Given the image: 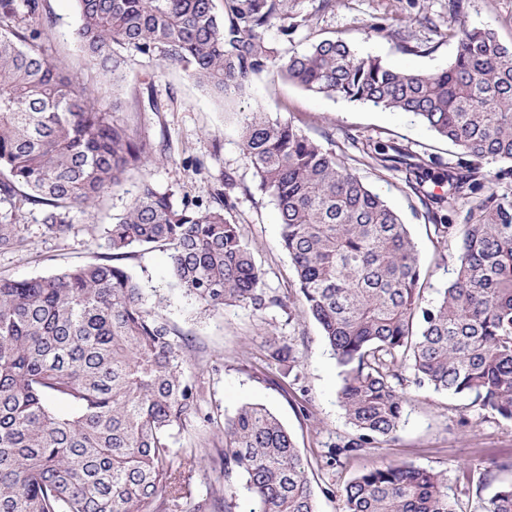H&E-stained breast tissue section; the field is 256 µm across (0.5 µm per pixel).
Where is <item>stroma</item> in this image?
<instances>
[{"mask_svg":"<svg viewBox=\"0 0 512 512\" xmlns=\"http://www.w3.org/2000/svg\"><path fill=\"white\" fill-rule=\"evenodd\" d=\"M461 5L469 25L493 28L502 40L512 41V0H461ZM317 6L318 0H288L289 12L307 16L308 27L287 42L273 28L267 39L300 52L316 39L340 38L360 56L421 72L446 67L456 51L452 0H336L328 12ZM78 21L74 0H45L39 41L45 57L78 74L98 104L116 106L119 116L142 136L166 142L163 161L148 170L160 191L206 203L216 193H226L231 216L264 273V288L293 302L288 310L236 305L212 313L172 288L165 252H138L124 260V267L145 286L147 307L185 341L187 370L202 387L199 415L173 429L175 452L204 448L218 453L224 447L225 419L243 404L260 403L293 436L307 464L317 512H343L344 486L359 473L390 461L442 472L462 512H477L493 485L481 484V473L491 471L493 483L512 480V423L470 399L408 387L409 402L395 439L349 457L330 458L331 447L354 434L338 402L340 369L318 324L297 303V279L280 247L277 209L241 146L240 128L246 113H266L270 120L292 122L355 167L406 224L419 253L427 304L440 299L447 287L458 244L440 242L405 182L404 169H383L364 158L359 146L391 144L427 167L456 166L462 160L459 149L409 114L314 95L266 73L254 78L246 96L228 103L198 85L188 67L125 49L121 77L112 81L76 42ZM149 92L160 102V111H139V98ZM137 182V177L128 178L98 209L73 211L71 228L60 237L46 229L40 208L21 205L17 222L24 245L0 253V274L17 279L48 276L95 261L107 251L104 226L129 207ZM288 343L297 357L292 369L271 356L275 345ZM462 463L471 464L470 477L459 471ZM191 488L192 499L223 496L220 462L208 460L197 467ZM192 499L171 503L168 512H192Z\"/></svg>","mask_w":512,"mask_h":512,"instance_id":"1","label":"stroma"}]
</instances>
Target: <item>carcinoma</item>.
<instances>
[{
	"mask_svg": "<svg viewBox=\"0 0 512 512\" xmlns=\"http://www.w3.org/2000/svg\"><path fill=\"white\" fill-rule=\"evenodd\" d=\"M75 3L74 37L106 74L121 64L119 47L158 52L226 99L272 70L316 95L410 113L457 146L468 160L441 177L448 197L423 190L418 174L411 184L438 237L458 241L454 276L426 305L406 225L336 151L263 112L241 128L274 198L303 306L341 367L338 400L356 435L331 457L394 438L408 402L403 367L415 387L466 396L512 422V191L484 190L479 170L495 164L496 180L512 181V44L459 16L454 58L420 73L361 57L338 38L282 51L267 31L286 38L308 23L288 13V0ZM43 11V0H0V202L39 206L61 236L72 211L97 206L158 145L44 57ZM445 201L464 207L461 223L437 219L432 205ZM106 241L110 253L92 263L0 276V512H164L168 499L192 496L189 474L205 457L186 448L173 471L172 430L198 414L201 387L138 279L118 264L133 249L168 251L172 286L206 311L282 305L261 288L221 193L214 206L176 199L143 177ZM21 243L13 212L0 213V252ZM220 457L224 502L201 499L193 512H233L237 481L247 512H317L294 439L266 407L245 403L225 420ZM342 498L343 512H461L442 473L403 462L355 476ZM478 512H512V482Z\"/></svg>",
	"mask_w": 512,
	"mask_h": 512,
	"instance_id": "1",
	"label": "carcinoma"
}]
</instances>
